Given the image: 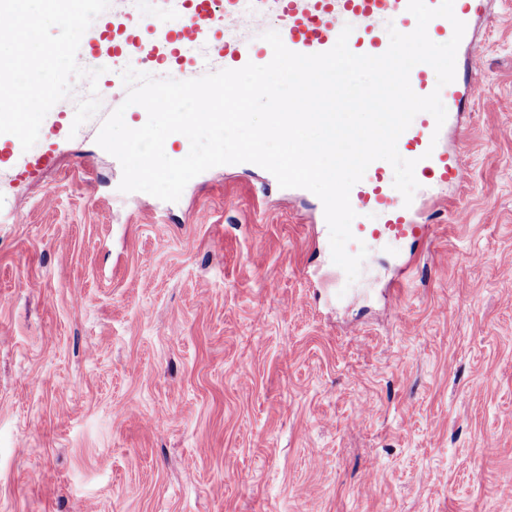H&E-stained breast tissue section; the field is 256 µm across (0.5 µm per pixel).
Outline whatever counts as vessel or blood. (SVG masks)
Listing matches in <instances>:
<instances>
[{
	"label": "vessel or blood",
	"mask_w": 512,
	"mask_h": 512,
	"mask_svg": "<svg viewBox=\"0 0 512 512\" xmlns=\"http://www.w3.org/2000/svg\"><path fill=\"white\" fill-rule=\"evenodd\" d=\"M408 0H150L144 15L121 14L105 23L103 32L82 36L78 60L96 56L112 59V101L122 104L127 89L121 79L124 66L150 74L163 73L178 80L201 77L221 69H239L247 63L268 64L272 47L261 38L239 34L241 20L259 14L268 29L277 31L286 48L301 54L329 51L344 26H351L349 50L378 56L390 44L388 25L412 32L417 21L407 9ZM489 0H456L455 18L465 24L458 47L455 79L437 87L434 70L414 66L409 75L414 93L439 92L446 102L445 129L459 133L462 117L471 111L480 86L478 56L483 42L478 22ZM454 18V19H455ZM437 124L427 112L419 113L401 134L400 153L416 163L414 173L433 186L460 184L465 165L462 149L432 146ZM53 150L29 156L21 179L37 176L56 166ZM350 203L360 216L351 231L355 238L376 241L430 240L431 224L418 222L414 207L405 206L383 161L372 162L363 179L353 186Z\"/></svg>",
	"instance_id": "b4317fda"
}]
</instances>
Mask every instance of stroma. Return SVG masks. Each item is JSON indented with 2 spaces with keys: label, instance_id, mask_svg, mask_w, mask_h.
Returning a JSON list of instances; mask_svg holds the SVG:
<instances>
[{
  "label": "stroma",
  "instance_id": "35a3bbf8",
  "mask_svg": "<svg viewBox=\"0 0 512 512\" xmlns=\"http://www.w3.org/2000/svg\"><path fill=\"white\" fill-rule=\"evenodd\" d=\"M480 36L435 237L352 283L312 192L124 193L91 124L41 126L57 166L0 169V512H512V0Z\"/></svg>",
  "mask_w": 512,
  "mask_h": 512
}]
</instances>
